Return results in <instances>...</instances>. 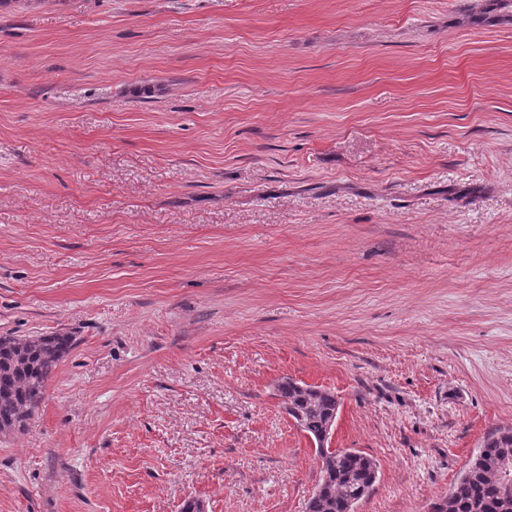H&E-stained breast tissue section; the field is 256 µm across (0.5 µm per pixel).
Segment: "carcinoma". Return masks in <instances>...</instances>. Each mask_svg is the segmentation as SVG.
I'll use <instances>...</instances> for the list:
<instances>
[{"label":"carcinoma","mask_w":512,"mask_h":512,"mask_svg":"<svg viewBox=\"0 0 512 512\" xmlns=\"http://www.w3.org/2000/svg\"><path fill=\"white\" fill-rule=\"evenodd\" d=\"M512 20V0H487L478 21ZM74 337L59 332L18 338L0 336V424L29 417L41 403L46 384L73 347ZM280 407L316 443L321 459L320 479L307 503L308 512H351L352 499L366 497L375 484L376 463L360 451L335 453L322 447L339 408L336 395L326 389L284 380L276 385ZM512 454V430L490 433L481 458L473 459L454 483L438 512H503L502 477L497 462Z\"/></svg>","instance_id":"1"}]
</instances>
